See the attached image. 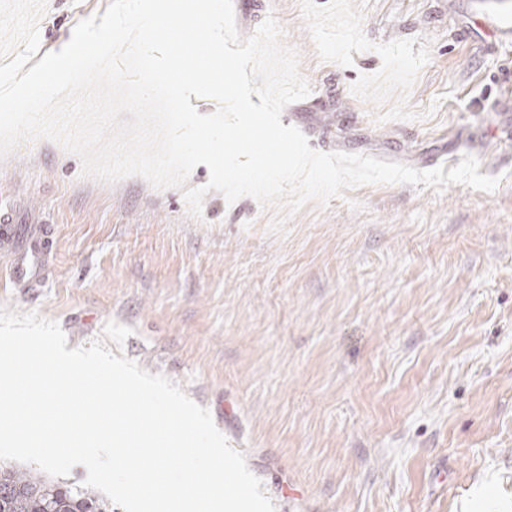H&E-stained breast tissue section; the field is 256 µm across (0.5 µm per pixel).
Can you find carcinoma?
Segmentation results:
<instances>
[{"label": "carcinoma", "instance_id": "obj_1", "mask_svg": "<svg viewBox=\"0 0 512 512\" xmlns=\"http://www.w3.org/2000/svg\"><path fill=\"white\" fill-rule=\"evenodd\" d=\"M0 512H112V503L35 470L0 466Z\"/></svg>", "mask_w": 512, "mask_h": 512}]
</instances>
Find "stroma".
Masks as SVG:
<instances>
[{"mask_svg":"<svg viewBox=\"0 0 512 512\" xmlns=\"http://www.w3.org/2000/svg\"><path fill=\"white\" fill-rule=\"evenodd\" d=\"M110 0H46L41 53ZM267 17L312 91L283 125L311 148L420 170L477 158L485 193L366 185L274 208L138 176L82 177L46 139L0 159V209L44 272L0 258V308L121 351L210 410L276 512H512V31L480 0H239ZM28 251L21 252L18 257L12 259L11 277L16 283H25L32 279L38 267L42 265L43 243L35 242V245L31 246Z\"/></svg>","mask_w":512,"mask_h":512,"instance_id":"stroma-1","label":"stroma"}]
</instances>
